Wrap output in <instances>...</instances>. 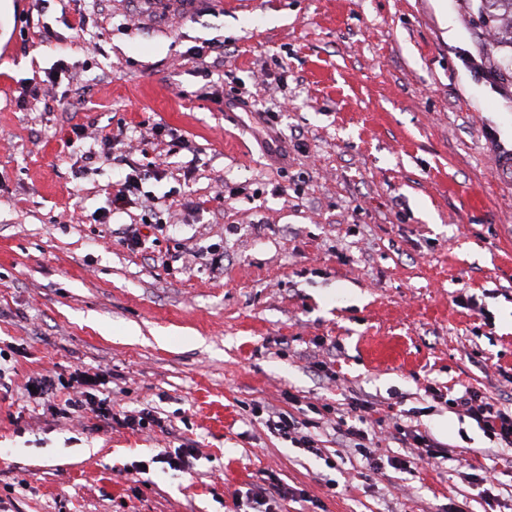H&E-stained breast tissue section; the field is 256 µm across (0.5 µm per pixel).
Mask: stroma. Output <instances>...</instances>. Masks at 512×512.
Returning <instances> with one entry per match:
<instances>
[{"mask_svg":"<svg viewBox=\"0 0 512 512\" xmlns=\"http://www.w3.org/2000/svg\"><path fill=\"white\" fill-rule=\"evenodd\" d=\"M5 3L0 512H240L269 473L308 496L283 512H512V450L490 454L441 398L470 387L512 408V181L495 168L512 155V49L479 0H203L185 17L105 0L83 32L86 0H49L42 33L32 0ZM76 124L89 136L67 145ZM103 128L126 129L124 166L100 156ZM133 167L167 209H113ZM77 369L106 370L105 394L163 427L29 398V379ZM354 395L456 459L373 471L332 429L315 456L257 413ZM188 439V467L169 469Z\"/></svg>","mask_w":512,"mask_h":512,"instance_id":"1","label":"stroma"}]
</instances>
